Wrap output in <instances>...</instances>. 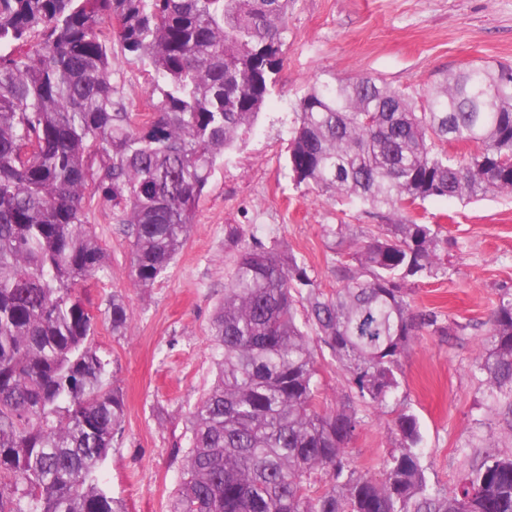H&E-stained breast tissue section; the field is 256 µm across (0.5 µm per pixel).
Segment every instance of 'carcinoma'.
<instances>
[{"mask_svg":"<svg viewBox=\"0 0 512 512\" xmlns=\"http://www.w3.org/2000/svg\"><path fill=\"white\" fill-rule=\"evenodd\" d=\"M290 0H0V512H124L97 472L125 421L120 389L78 294L105 269L93 197L132 241L147 288L184 245L217 158L251 129L283 60ZM151 67V111H127L112 54ZM290 129L294 182L381 219L336 237L340 285L234 230L211 323L217 376L189 417L170 512H512V456L487 453L451 492L421 463L418 418L393 420L375 478L346 448L359 407L402 384L419 332L445 333L409 285L440 270V231L413 218L434 198L512 193V67L448 74L417 110L372 76L314 83ZM112 335L131 313L112 296ZM477 362L512 414V293ZM349 388L321 401L318 350Z\"/></svg>","mask_w":512,"mask_h":512,"instance_id":"cac0c4a2","label":"carcinoma"}]
</instances>
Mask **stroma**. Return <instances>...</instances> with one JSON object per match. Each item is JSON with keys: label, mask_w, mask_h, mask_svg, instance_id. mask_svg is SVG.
<instances>
[{"label": "stroma", "mask_w": 512, "mask_h": 512, "mask_svg": "<svg viewBox=\"0 0 512 512\" xmlns=\"http://www.w3.org/2000/svg\"><path fill=\"white\" fill-rule=\"evenodd\" d=\"M470 64L512 67V0H292L267 103L239 148L218 161L186 243L153 286L133 287L127 228L113 223L110 206L93 203L88 221L108 259L83 296L98 321L93 343L110 362L107 381L121 388L126 405L123 431L98 477L124 512H169L179 487L188 414L215 376L210 327L224 299L230 230L294 256L329 293L338 285L331 228L346 225L358 241L376 229L359 207L293 181L287 146L295 100L314 82L369 75L420 105L435 82ZM112 81L128 111L143 108L147 67L115 56ZM418 215L440 229L443 267L414 285L411 301L435 311L450 332L418 336L387 413L361 407L347 456L379 475L395 444L394 413H414L427 475L451 491L476 458L512 453V417L487 404L476 370L488 319L500 294L512 292V195L432 199ZM116 295L132 312L124 336L113 335L107 319Z\"/></svg>", "instance_id": "obj_1"}]
</instances>
